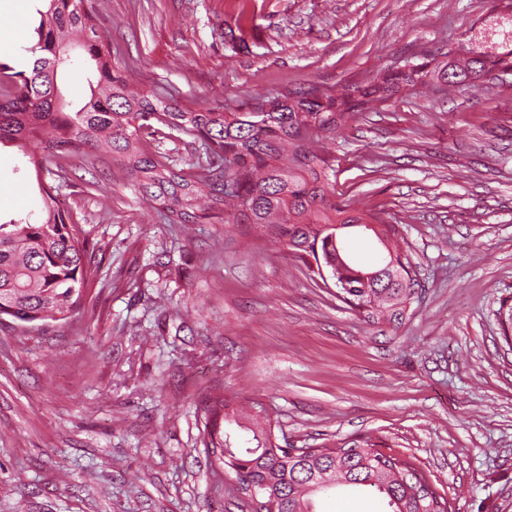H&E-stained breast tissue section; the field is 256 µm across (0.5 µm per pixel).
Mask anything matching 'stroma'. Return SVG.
<instances>
[{"instance_id": "1", "label": "stroma", "mask_w": 512, "mask_h": 512, "mask_svg": "<svg viewBox=\"0 0 512 512\" xmlns=\"http://www.w3.org/2000/svg\"><path fill=\"white\" fill-rule=\"evenodd\" d=\"M134 87L179 108L370 85L512 15V0H85ZM318 146L333 199L396 225L419 280L373 324L254 224H168L111 162L73 156L55 191L97 273L49 327L0 323V512H251L198 413L224 395L284 448L370 440L449 512H512V75L430 80ZM0 149V218L40 213Z\"/></svg>"}]
</instances>
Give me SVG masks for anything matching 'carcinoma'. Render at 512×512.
I'll list each match as a JSON object with an SVG mask.
<instances>
[{
    "label": "carcinoma",
    "mask_w": 512,
    "mask_h": 512,
    "mask_svg": "<svg viewBox=\"0 0 512 512\" xmlns=\"http://www.w3.org/2000/svg\"><path fill=\"white\" fill-rule=\"evenodd\" d=\"M37 10L30 73L0 63V145L26 158L36 181L66 179L70 157L87 148L112 155L119 170L138 185L149 205L169 224H200L234 205L237 215L265 227L296 255L310 253L339 284L350 308L376 323L403 320L396 304L411 301L417 280L404 288L364 287L368 268L349 256L326 224H378L384 252L404 260L400 232L370 211H351L332 200L329 162L313 148V135L332 133L351 111L383 103L401 87L437 79L450 88L476 87L492 71L512 75V18L502 40L448 50V62L433 69L411 64L376 85H354L336 95L315 91L283 102L265 98L243 112L201 107L181 111L149 90L131 89L112 69V47L83 0H43ZM80 49L94 62L88 100L65 111L57 86L58 68ZM200 142L196 160L181 167L149 149L165 131ZM237 187L224 191L225 180ZM44 207L0 222V321L9 317L34 327L65 321L80 304L95 271L72 216L56 205L53 187L39 186ZM498 316L504 342L512 347V300ZM204 442L234 460L233 473L257 485L271 482L280 495L276 512H316L314 497L347 486L381 494L388 512H448L427 481L408 462L385 455L365 441L339 448H310L297 454L272 442L268 424L243 418L231 400L205 399L200 407Z\"/></svg>",
    "instance_id": "1"
}]
</instances>
